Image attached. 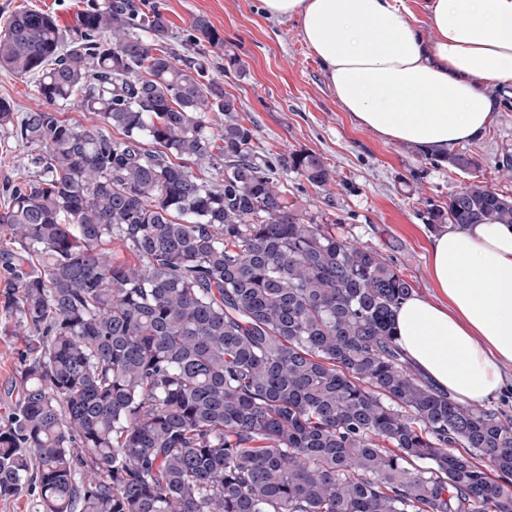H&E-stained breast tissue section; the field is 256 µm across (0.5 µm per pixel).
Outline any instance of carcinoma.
Returning <instances> with one entry per match:
<instances>
[{
	"instance_id": "carcinoma-1",
	"label": "carcinoma",
	"mask_w": 512,
	"mask_h": 512,
	"mask_svg": "<svg viewBox=\"0 0 512 512\" xmlns=\"http://www.w3.org/2000/svg\"><path fill=\"white\" fill-rule=\"evenodd\" d=\"M190 28L177 54L160 10L92 0L69 28L25 9L0 31V68L43 102L17 117L0 99L35 168L0 211V311L29 338L0 498L30 483L36 512H512V420L413 367L393 325L412 285L288 208L210 78L224 38ZM277 164L333 181L314 153ZM426 221L512 224V199L473 183Z\"/></svg>"
}]
</instances>
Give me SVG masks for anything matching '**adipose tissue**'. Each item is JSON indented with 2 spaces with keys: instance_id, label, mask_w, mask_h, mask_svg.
Wrapping results in <instances>:
<instances>
[{
  "instance_id": "adipose-tissue-1",
  "label": "adipose tissue",
  "mask_w": 512,
  "mask_h": 512,
  "mask_svg": "<svg viewBox=\"0 0 512 512\" xmlns=\"http://www.w3.org/2000/svg\"><path fill=\"white\" fill-rule=\"evenodd\" d=\"M300 21L336 100L357 127L444 156L483 133L512 88V0H261ZM424 12L435 32L416 27ZM439 296L395 315L415 366L462 402L484 400L512 366V225L448 227L429 242Z\"/></svg>"
}]
</instances>
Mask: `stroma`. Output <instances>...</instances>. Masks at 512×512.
Segmentation results:
<instances>
[{
    "label": "stroma",
    "mask_w": 512,
    "mask_h": 512,
    "mask_svg": "<svg viewBox=\"0 0 512 512\" xmlns=\"http://www.w3.org/2000/svg\"><path fill=\"white\" fill-rule=\"evenodd\" d=\"M86 0H0V25L14 12L33 8L56 22L74 20ZM170 22V49L185 53L183 41L195 17L207 18L223 45L211 48L213 76L236 101L253 131L256 156L267 160L287 151L312 152L334 170L332 182L312 188L296 173L277 170L283 196L301 206L304 220L335 225L337 233L377 249L405 274L416 295L435 298L429 274L431 228L424 216L429 204H442L471 183L512 197V96L501 95L493 124L465 142L477 168L462 171L434 161L414 147L386 141L356 127L343 112L325 70L304 45L298 19L270 18L260 0H149ZM241 72H224L229 59ZM33 167L26 147L0 126V203L6 187L22 182ZM14 319L0 315V424L7 421L24 337L15 335Z\"/></svg>",
    "instance_id": "stroma-1"
}]
</instances>
